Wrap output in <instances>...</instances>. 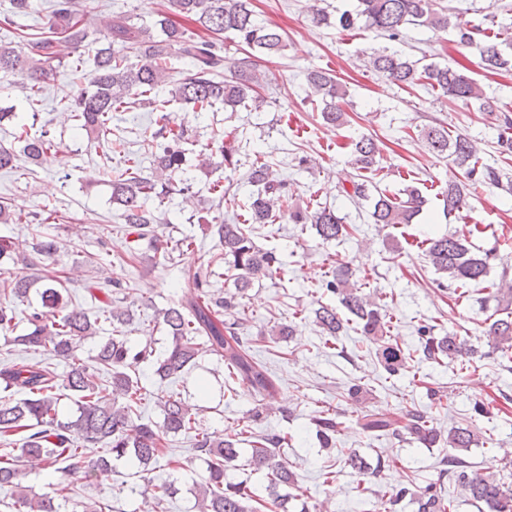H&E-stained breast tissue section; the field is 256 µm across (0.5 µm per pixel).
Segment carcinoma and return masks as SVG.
Returning <instances> with one entry per match:
<instances>
[{
    "label": "carcinoma",
    "mask_w": 512,
    "mask_h": 512,
    "mask_svg": "<svg viewBox=\"0 0 512 512\" xmlns=\"http://www.w3.org/2000/svg\"><path fill=\"white\" fill-rule=\"evenodd\" d=\"M99 0H8L0 7V29H9L21 15L48 11L44 30L32 34L19 32L17 40L0 43V79L3 92L17 89L28 100L32 111L41 109L40 84L51 79L63 60L84 46H95L94 69L85 85L61 96L60 104L74 113L80 129L88 133L102 149L112 153V113L135 108L146 93L151 97L153 111L160 113L155 120L158 129L151 137L168 135V142L154 159L151 175L140 174L137 162L131 158L122 166L102 169V180L112 189V204L121 211L124 223L139 237L150 234L157 220L155 211L146 201H160L173 192L192 191L194 175L184 167L185 131L169 128L165 114L172 102L190 105L201 112L222 104L224 111L239 108L261 112L268 104L261 93L267 82L266 74L256 69L254 58L262 55L273 59L281 55L286 44L280 29L258 19L250 0H164L157 13L155 26L162 38L156 39L147 27L138 26L125 16H118L105 31H96L90 20L98 9ZM325 0H313V21L327 26L334 24L343 31L363 27L385 37L390 42H402L405 30L413 26L434 31L451 29L457 44L477 50L479 66L495 74L512 73V28L505 25L493 37L462 19L454 9L438 0H357L351 10L331 14L321 6ZM194 24L184 27L180 20ZM233 35L245 57L239 59L237 71L226 75L224 70V34ZM183 59L190 69L176 78L171 74L170 58ZM136 56L142 64L132 66L129 58ZM366 67L391 83L411 87L426 84L439 91L449 101L480 103L491 112L494 101L478 84L458 68L449 64L419 61L397 49L385 47L367 55ZM311 96L323 103L320 115L323 124L338 128L346 123L345 112L336 103L347 95L336 77L324 70H311L306 75ZM430 149L445 156L464 170L470 185L453 183L440 192L443 213L450 216L466 205L467 187L488 184L512 196V179L491 165L478 164L475 142L466 134H448L443 125L423 130ZM20 150L0 146V170H16L22 160L43 165L51 161L52 140L48 134L31 135L20 127ZM500 153L512 154V116H500L497 141ZM236 150L224 142L215 141L209 152L201 153L199 170L214 166L237 168ZM381 149L376 139L362 135L353 141V165L357 171H370L378 164ZM248 183L254 187L250 195L248 218L242 224L218 225L220 242L224 245V265L236 271V293L215 296L206 290L202 276H194V291L172 306L159 311L155 322L168 333L169 342L161 354L152 345L133 346L125 334L132 320L129 310L106 303L95 318L77 310H66L58 281L48 275L30 277L17 274L4 280L3 293L16 299L29 297L36 282L40 305L32 306L26 315L22 334L10 344L25 350H43L64 361L68 372L64 385L57 383L51 367L27 358H16L0 368V488H9L18 512H61L54 498L32 493L23 485L28 471L54 468L61 473L81 471L91 481L108 473L114 463L123 462L135 469V474L147 478L150 471L161 467L165 452L163 440L182 434H193V450L206 463V474L195 487L197 512H288L290 491L299 489L297 473L279 460L283 440L262 436L250 441L246 465L267 478L266 495L261 496L242 481L230 477L237 469L241 456L240 444L245 442V429H231L222 439H214L196 428V412L180 396L172 393L160 399L162 421H143L141 405L143 387L136 367L150 362L154 374L161 380L177 379L191 370L200 355L210 353L220 358L228 376L246 385L250 395L260 400L272 397L276 385L268 371L248 353L238 336L240 322H228L224 313L235 311L254 282L277 274L278 259L271 251L257 245L254 232L258 224H271L288 208V186L273 177L269 165L252 164ZM346 198L356 202L371 201L372 223L395 227L412 224L421 215L427 199L413 185L404 189L406 199L399 200L387 192L370 189L356 176L342 186ZM291 218L298 224L312 225L324 241L339 240L347 235L342 217L327 206H317L305 212H295ZM45 224L47 218L36 212H16L0 205V223ZM425 256L435 271L445 274L449 284L482 283L490 271L493 251H477L468 237L448 233L425 240ZM349 263L338 262L326 290L337 295L341 306L351 315V321L376 347L380 363L391 375L409 369L408 357L397 346L386 341L389 333L386 313L369 295L362 293L351 281ZM497 302V318L481 330L492 351L512 362V286L498 287L489 293ZM314 321L322 333L336 338L344 330L346 320L335 307L321 304L314 309ZM107 322L112 332L97 346L87 362L78 352L81 343L100 332V323ZM16 326L14 309L0 303V332L8 334ZM420 348L425 360L443 361L465 367L478 353L468 340L448 333L435 336L431 328L417 329ZM105 372L109 378L102 380ZM76 397V410L69 416L59 413L60 389ZM316 435L323 447L336 444L340 434L337 416L322 410L315 416ZM364 437H390L419 443L427 448L443 444L453 451L447 456L441 476L453 479L460 491L457 498L445 497L440 482H431L415 491L408 487L394 490L391 506L405 499L416 506V512H456L459 502L476 512H512V488L470 469L462 457L479 443L492 439L469 421L444 430L434 425L426 411L412 410L402 418L365 411L357 418ZM20 434V447L15 448L12 436ZM344 464L359 474L380 475L394 467L395 459L377 456L374 468L359 455L350 452Z\"/></svg>",
    "instance_id": "cac0c4a2"
}]
</instances>
